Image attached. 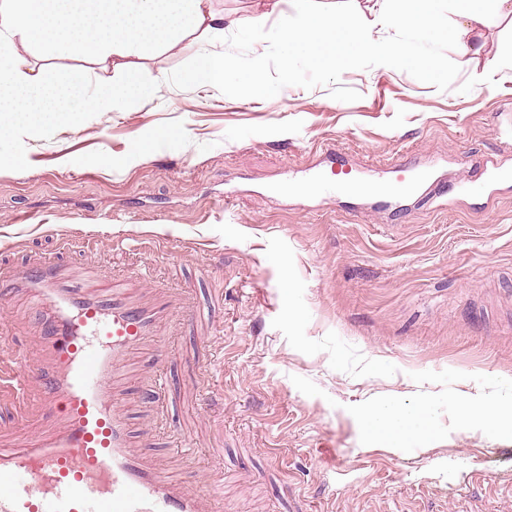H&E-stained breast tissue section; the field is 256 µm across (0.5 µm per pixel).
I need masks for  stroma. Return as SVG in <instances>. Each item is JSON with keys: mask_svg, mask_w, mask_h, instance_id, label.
Masks as SVG:
<instances>
[{"mask_svg": "<svg viewBox=\"0 0 512 512\" xmlns=\"http://www.w3.org/2000/svg\"><path fill=\"white\" fill-rule=\"evenodd\" d=\"M380 35L432 56L435 75L364 57L287 66L233 29L224 50L243 71L263 57L264 100L186 84L193 42L143 60L170 78L159 95L0 139L1 157H28L0 172V267L133 270L187 307L161 322L163 345L132 352L120 403L134 448L174 480L223 472L224 512H512V438L459 411L512 397V180L488 181L512 170L497 134L512 70L476 91L453 44ZM31 60L83 99L119 79ZM400 162L431 178L385 207L301 188L312 166L383 185ZM36 327L24 298L0 295V346L41 368ZM386 402L428 405L431 431L397 448L368 436L361 412ZM59 426L39 400H0L1 444Z\"/></svg>", "mask_w": 512, "mask_h": 512, "instance_id": "35a3bbf8", "label": "stroma"}]
</instances>
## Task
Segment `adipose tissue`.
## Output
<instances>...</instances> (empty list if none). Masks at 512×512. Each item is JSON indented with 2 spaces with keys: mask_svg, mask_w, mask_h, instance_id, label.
Wrapping results in <instances>:
<instances>
[{
  "mask_svg": "<svg viewBox=\"0 0 512 512\" xmlns=\"http://www.w3.org/2000/svg\"><path fill=\"white\" fill-rule=\"evenodd\" d=\"M445 1L456 16L450 28L439 20ZM290 2L278 28L270 30L265 15L228 19L215 10L213 0H0V137L44 124L80 125L77 112L64 105L67 90L44 84L39 69L27 58V50L34 46L95 62L111 61L123 80L107 95L118 99L135 92L155 95L168 83L166 72L144 74L135 58L149 51L170 52L184 39L199 38L208 50L186 72V81L217 89L237 84L247 98L258 100L269 91L266 73L257 63L249 75H242L220 52L225 30L244 28L256 39L273 41L288 62L305 58L333 69L368 56L431 73L436 69L433 58L407 45L395 48L375 39L374 28L398 24L430 41L453 40L468 64L477 54L473 32L503 19L512 21V0H381L369 17L337 9L334 0ZM461 417L463 424L512 435V400L466 398ZM361 422L369 436L395 447L431 429L430 410L424 405L374 406L363 412Z\"/></svg>",
  "mask_w": 512,
  "mask_h": 512,
  "instance_id": "1",
  "label": "adipose tissue"
}]
</instances>
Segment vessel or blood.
<instances>
[{"instance_id": "vessel-or-blood-1", "label": "vessel or blood", "mask_w": 512, "mask_h": 512, "mask_svg": "<svg viewBox=\"0 0 512 512\" xmlns=\"http://www.w3.org/2000/svg\"><path fill=\"white\" fill-rule=\"evenodd\" d=\"M90 288L79 287L82 279ZM0 288L46 318L50 372L18 374L0 355V394L38 393L64 425L34 445L0 446V512H222L217 493L180 485L131 448L114 387L130 351L157 338L170 307L142 278L59 261L0 269Z\"/></svg>"}]
</instances>
